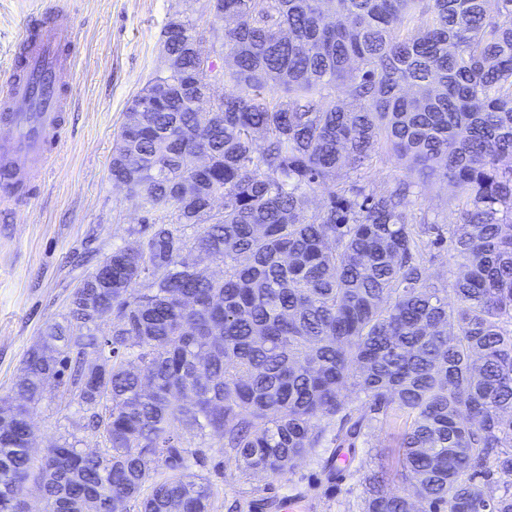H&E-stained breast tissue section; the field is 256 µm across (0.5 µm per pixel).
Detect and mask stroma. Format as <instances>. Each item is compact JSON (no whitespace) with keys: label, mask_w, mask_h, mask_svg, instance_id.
<instances>
[{"label":"stroma","mask_w":512,"mask_h":512,"mask_svg":"<svg viewBox=\"0 0 512 512\" xmlns=\"http://www.w3.org/2000/svg\"><path fill=\"white\" fill-rule=\"evenodd\" d=\"M47 0H0V72L9 66L26 17ZM75 20L74 110L64 144L28 204L0 202V395L8 394L28 348L49 323L62 320L74 289L112 247L131 243L143 211L113 183L117 134L134 96L166 67L162 31L190 15L211 28L207 0H63ZM454 189L428 186L410 204L440 228L454 223ZM33 459L63 438L83 450L99 435L81 427V414L63 387L48 385L32 418ZM202 452L200 473L213 483L211 512H257L258 501L280 494L305 500L310 512H361L358 469L368 456L396 468L393 433L378 428L357 443L355 456L324 472L318 457L280 477L245 479L214 436L190 437Z\"/></svg>","instance_id":"35a3bbf8"}]
</instances>
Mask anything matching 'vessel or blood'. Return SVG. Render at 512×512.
I'll return each instance as SVG.
<instances>
[{"label": "vessel or blood", "instance_id": "1", "mask_svg": "<svg viewBox=\"0 0 512 512\" xmlns=\"http://www.w3.org/2000/svg\"><path fill=\"white\" fill-rule=\"evenodd\" d=\"M26 65L0 76V197L32 199L71 110L74 20L60 4L27 18Z\"/></svg>", "mask_w": 512, "mask_h": 512}]
</instances>
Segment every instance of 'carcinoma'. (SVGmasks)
<instances>
[{
	"mask_svg": "<svg viewBox=\"0 0 512 512\" xmlns=\"http://www.w3.org/2000/svg\"><path fill=\"white\" fill-rule=\"evenodd\" d=\"M222 2L231 90L195 110L203 30L183 17L175 92L122 126L110 168L152 223L85 275L0 398V512H24L32 480L44 512H210L186 435L273 477L375 423L403 487L366 468L363 512H512V0ZM382 148L405 179L367 191ZM436 182L455 188L450 283L428 273L438 225L406 212ZM50 380L104 448L63 439L34 464L26 417Z\"/></svg>",
	"mask_w": 512,
	"mask_h": 512,
	"instance_id": "cac0c4a2",
	"label": "carcinoma"
}]
</instances>
